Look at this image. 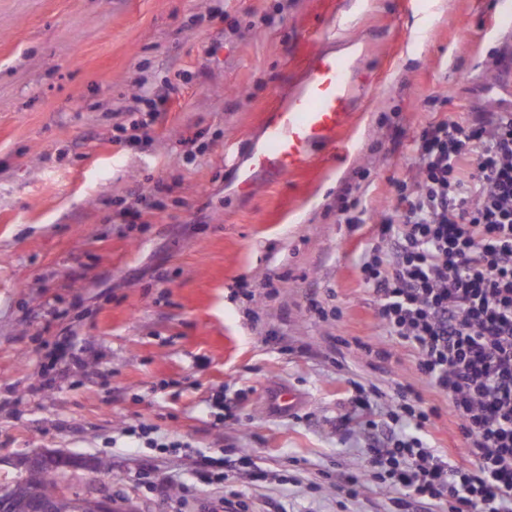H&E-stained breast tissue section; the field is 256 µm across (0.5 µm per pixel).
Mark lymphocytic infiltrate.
I'll return each mask as SVG.
<instances>
[{"label": "lymphocytic infiltrate", "mask_w": 512, "mask_h": 512, "mask_svg": "<svg viewBox=\"0 0 512 512\" xmlns=\"http://www.w3.org/2000/svg\"><path fill=\"white\" fill-rule=\"evenodd\" d=\"M395 211L376 227L361 283L385 335L447 396L470 459L458 465L432 443L437 408L401 384L365 421L369 467L348 475L347 492L399 489L392 512H512V108L424 128ZM251 462L246 449L222 448L199 477L225 481Z\"/></svg>", "instance_id": "lymphocytic-infiltrate-1"}]
</instances>
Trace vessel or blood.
Returning a JSON list of instances; mask_svg holds the SVG:
<instances>
[{
  "mask_svg": "<svg viewBox=\"0 0 512 512\" xmlns=\"http://www.w3.org/2000/svg\"><path fill=\"white\" fill-rule=\"evenodd\" d=\"M326 37L323 31L306 36L301 81L266 112L261 143L234 158L231 171L239 190H250L261 176L279 181L307 170L315 150L335 148L357 103L371 91L360 58L327 48Z\"/></svg>",
  "mask_w": 512,
  "mask_h": 512,
  "instance_id": "vessel-or-blood-1",
  "label": "vessel or blood"
}]
</instances>
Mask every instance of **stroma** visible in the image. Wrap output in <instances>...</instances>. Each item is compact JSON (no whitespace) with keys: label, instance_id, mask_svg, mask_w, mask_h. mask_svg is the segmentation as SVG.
<instances>
[{"label":"stroma","instance_id":"stroma-1","mask_svg":"<svg viewBox=\"0 0 512 512\" xmlns=\"http://www.w3.org/2000/svg\"><path fill=\"white\" fill-rule=\"evenodd\" d=\"M495 2L0 0V475L62 449L110 462L98 487L119 512H224L198 464L245 448L281 476L234 479L251 512H388L393 490H343L368 467L351 378L413 385L467 462L447 397L383 336L357 264L422 129L512 105ZM338 8L351 20L332 46L362 52L373 90L307 172L239 192L229 143L251 150L303 76V35ZM169 83L149 142L118 140L142 88ZM347 185L367 209L357 229L339 212ZM288 388L301 404L274 409ZM135 421L177 447H128Z\"/></svg>","mask_w":512,"mask_h":512}]
</instances>
